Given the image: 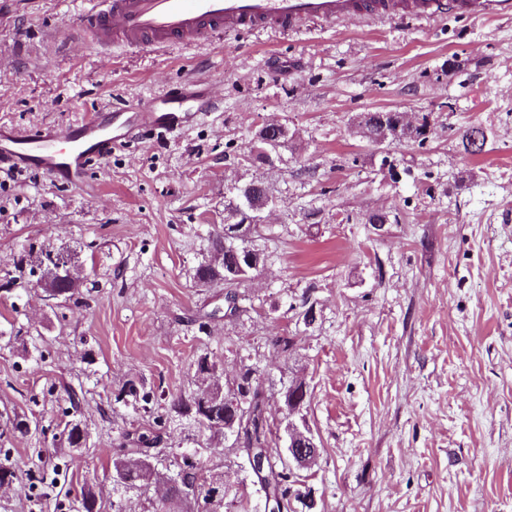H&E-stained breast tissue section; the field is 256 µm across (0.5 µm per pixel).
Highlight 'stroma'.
<instances>
[{"label": "stroma", "mask_w": 512, "mask_h": 512, "mask_svg": "<svg viewBox=\"0 0 512 512\" xmlns=\"http://www.w3.org/2000/svg\"><path fill=\"white\" fill-rule=\"evenodd\" d=\"M78 8L0 0V126L65 127L192 76L217 108L113 150L91 193L34 168L0 172V451L22 471L0 512H58L87 482L105 504L153 512L158 491L110 480L142 423L114 396L130 383L190 393L202 354L227 379L257 369L281 441L285 393L309 385L295 422L319 445L299 472L316 512H512V19H354L106 57ZM389 111L431 114L429 139L382 150L353 133L360 113ZM269 122L289 136L270 164L245 153ZM473 126L487 135L478 156L462 144ZM251 179L276 206L252 237L264 266L228 323L223 283L194 272L224 230L226 188ZM45 248L80 278L78 304L35 288ZM72 391L89 445L58 454ZM201 446L259 502L222 431L175 421L151 453L169 467Z\"/></svg>", "instance_id": "1"}]
</instances>
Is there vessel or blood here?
Segmentation results:
<instances>
[{"instance_id":"b4317fda","label":"vessel or blood","mask_w":512,"mask_h":512,"mask_svg":"<svg viewBox=\"0 0 512 512\" xmlns=\"http://www.w3.org/2000/svg\"><path fill=\"white\" fill-rule=\"evenodd\" d=\"M82 35L101 51L115 46L165 50L210 42L243 31L293 32L307 22L336 23L382 16L436 20L512 18V0H82ZM216 103L195 81L174 83L158 95L104 107L81 121L36 131L0 128V161L13 169L36 168L79 187L89 184L93 163L113 148L152 132L190 129Z\"/></svg>"}]
</instances>
